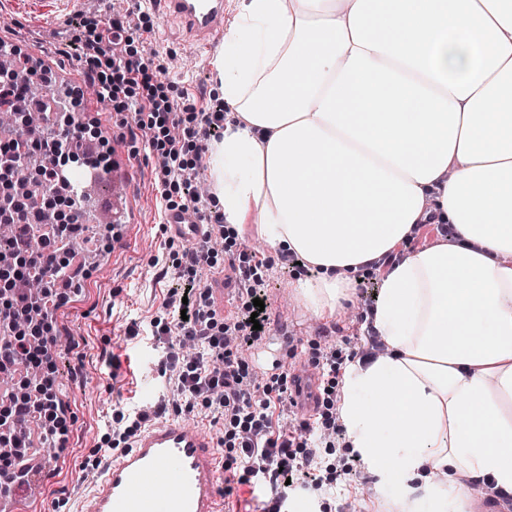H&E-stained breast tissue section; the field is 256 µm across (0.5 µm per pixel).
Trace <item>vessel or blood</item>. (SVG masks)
<instances>
[{
	"label": "vessel or blood",
	"mask_w": 512,
	"mask_h": 512,
	"mask_svg": "<svg viewBox=\"0 0 512 512\" xmlns=\"http://www.w3.org/2000/svg\"><path fill=\"white\" fill-rule=\"evenodd\" d=\"M12 2L47 19L83 5V0ZM155 4L189 38L205 44L224 23L226 0H155ZM162 222L183 241L198 244L209 234L208 225L190 210L164 211ZM228 478L208 434L171 416L142 430L128 448L113 454L79 512H223ZM0 494L11 498L14 512H24L30 499L26 486L8 479L0 482Z\"/></svg>",
	"instance_id": "vessel-or-blood-1"
}]
</instances>
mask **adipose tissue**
<instances>
[{
	"mask_svg": "<svg viewBox=\"0 0 512 512\" xmlns=\"http://www.w3.org/2000/svg\"><path fill=\"white\" fill-rule=\"evenodd\" d=\"M239 114L211 145L227 237L313 268L317 317L417 224L454 239L384 278L386 355L347 365L341 421L401 512L512 492V0H241L217 58Z\"/></svg>",
	"mask_w": 512,
	"mask_h": 512,
	"instance_id": "adipose-tissue-1",
	"label": "adipose tissue"
}]
</instances>
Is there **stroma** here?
<instances>
[{"instance_id":"1","label":"stroma","mask_w":512,"mask_h":512,"mask_svg":"<svg viewBox=\"0 0 512 512\" xmlns=\"http://www.w3.org/2000/svg\"><path fill=\"white\" fill-rule=\"evenodd\" d=\"M133 0H88L84 14H59L41 23L0 0V40L12 43L25 55L42 59V70L53 82L81 84L83 69L74 34L81 20H98L133 9ZM134 35L139 52L155 50L168 55L170 64L161 76L165 90L186 112H208L222 104L215 88L218 48L206 49L190 41L181 26L152 8L137 18ZM81 113L96 117L103 136L114 150L130 155L137 177L115 191L111 178H100L88 191L89 211L83 220L90 233L106 224L123 225L127 246L103 239L98 260L76 256L81 265L78 290L67 309L55 313L53 353L57 363L56 384L66 407L67 434L64 457L31 500L33 512H78L99 473L116 447L112 435L129 426L131 414L150 409L166 400V413L202 426L216 447L224 445V416L202 401L188 403L179 394L173 373L165 362L179 351L178 336L156 337V326L173 322L172 294L182 281L177 258L188 244L169 237L161 222L163 209L152 169L155 159L140 130L114 126L107 103L84 95ZM241 240L258 257L271 260L264 275L268 326L266 342L277 334L276 319L293 322L305 332L303 357H310L322 328L331 326L336 339L359 341L365 334L361 302L339 311L332 318L315 316L298 299L296 276L282 257L276 256L256 232L254 221L242 226ZM55 448L35 439L32 460L55 456ZM305 504L319 502L320 512H344L358 503L360 512H390L385 496L378 492L368 472L338 476L320 498L302 493Z\"/></svg>"}]
</instances>
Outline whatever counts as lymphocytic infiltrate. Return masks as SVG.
<instances>
[{"label":"lymphocytic infiltrate","mask_w":512,"mask_h":512,"mask_svg":"<svg viewBox=\"0 0 512 512\" xmlns=\"http://www.w3.org/2000/svg\"><path fill=\"white\" fill-rule=\"evenodd\" d=\"M133 29L127 15L80 24L75 40L82 47L84 72L99 99L107 101L114 114L134 115L137 128L145 132L155 157L158 179L166 187L161 195L165 207L177 204L193 211L209 224L211 232L223 234V224L213 222L192 188L195 170L181 158V141L221 138L228 110L220 106L210 112L187 114L177 109L173 98L162 91L159 81L166 69L165 58L132 50ZM16 106L41 112L44 128L34 137L0 141V168L15 176L35 170L44 183L59 184L60 159L83 156L85 138L79 134L60 138L54 128L63 122V114L51 111L46 100L30 98L27 82L11 71H1L0 108ZM171 185L182 188L180 202L171 199L167 191ZM47 216L44 206L31 205L15 193L8 192L0 198V222L20 227L18 235L0 248V264L18 266L16 287L0 296V361L9 366L20 363L36 367L44 374L49 371V350L44 346L32 347L25 329L30 325V313L39 307L44 316L33 324L38 335L46 337L54 333L49 310L60 299L55 283L68 266L60 258L61 243L81 230L80 198L72 197L67 224L59 226L51 237H45L41 249H31V241L44 236ZM209 258L210 253L205 249L182 255L178 266L186 279L185 295L173 297L171 305L174 310L185 311L186 316L174 325L158 327L157 332L161 335L178 332L202 349V356L186 365L180 364L177 355H169V366L178 370V388L190 398L200 397L207 405L223 408L225 469L242 483L254 477L264 480L272 493L265 512H281L291 491L287 478L300 468L317 464L320 450L334 447L336 438L344 431L338 412L341 390L337 378L346 363L357 356V347L345 338L319 348L312 364L325 372L327 378L323 382L317 417L312 421L301 420L288 429L274 425V413L284 409L288 400L287 379L274 374L265 384H258L254 365L242 355L243 346L255 345L265 336L260 326L267 323V314L256 311L253 301L261 295L267 263L256 255L240 252L236 283L242 288L241 303L237 312L225 317L219 326L206 294L196 283L199 267ZM30 277L43 280L40 295L21 289V282ZM25 410L39 412L49 435L64 432L63 409L49 387H40L27 400L14 401L6 419V441L11 452L0 460L9 472L25 468L29 443L14 430L17 414Z\"/></svg>","instance_id":"f902f5d3"}]
</instances>
